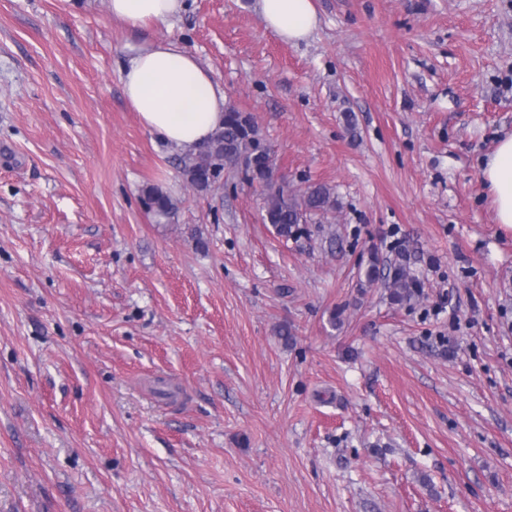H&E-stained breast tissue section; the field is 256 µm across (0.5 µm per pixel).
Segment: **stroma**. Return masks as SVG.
<instances>
[{"label":"stroma","mask_w":512,"mask_h":512,"mask_svg":"<svg viewBox=\"0 0 512 512\" xmlns=\"http://www.w3.org/2000/svg\"><path fill=\"white\" fill-rule=\"evenodd\" d=\"M255 0L131 30L108 0H0V512H512V0ZM178 41L251 114L336 246L285 240L128 106ZM156 186L177 201L159 222ZM422 292L392 300L372 259ZM265 26L288 42L306 41L318 26L313 0H257ZM482 175L495 200L497 223L512 228V133L499 140Z\"/></svg>","instance_id":"stroma-1"}]
</instances>
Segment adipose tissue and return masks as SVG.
I'll return each instance as SVG.
<instances>
[{
    "mask_svg": "<svg viewBox=\"0 0 512 512\" xmlns=\"http://www.w3.org/2000/svg\"><path fill=\"white\" fill-rule=\"evenodd\" d=\"M114 18L136 28L166 23L183 0H109ZM266 25L292 43L307 40L318 26L313 0H257ZM123 92L150 132L187 152H197L224 123L223 88L195 57L163 40L139 48L127 61ZM482 175L496 204V220L512 228V134L502 137L484 162Z\"/></svg>",
    "mask_w": 512,
    "mask_h": 512,
    "instance_id": "obj_1",
    "label": "adipose tissue"
}]
</instances>
